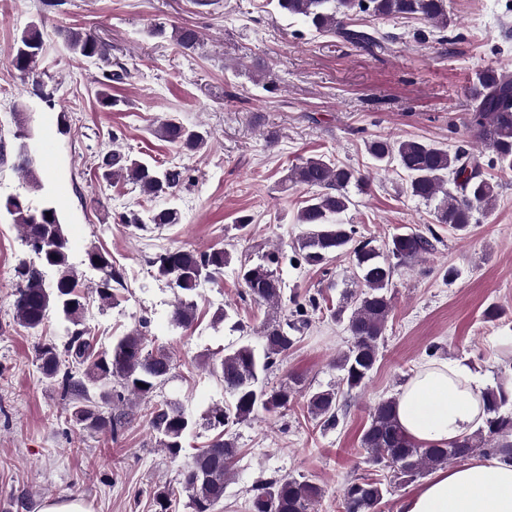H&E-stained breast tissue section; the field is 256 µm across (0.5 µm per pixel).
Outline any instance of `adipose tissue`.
<instances>
[{
	"label": "adipose tissue",
	"mask_w": 512,
	"mask_h": 512,
	"mask_svg": "<svg viewBox=\"0 0 512 512\" xmlns=\"http://www.w3.org/2000/svg\"><path fill=\"white\" fill-rule=\"evenodd\" d=\"M482 381L460 362L421 365L396 397V418L419 444L444 445L479 422ZM401 512H512V463L476 460L439 470L401 505Z\"/></svg>",
	"instance_id": "adipose-tissue-1"
}]
</instances>
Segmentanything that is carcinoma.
I'll return each instance as SVG.
<instances>
[{"instance_id": "1", "label": "carcinoma", "mask_w": 512, "mask_h": 512, "mask_svg": "<svg viewBox=\"0 0 512 512\" xmlns=\"http://www.w3.org/2000/svg\"><path fill=\"white\" fill-rule=\"evenodd\" d=\"M280 11L301 18L318 33H331L359 44L377 45V37L364 30L348 28V20L359 13L373 17L420 16L438 29L448 27L446 0H276ZM151 35L167 36L184 50L200 44V33L189 27L154 24ZM64 40L72 54L105 64L98 106L106 111L120 100L109 93L112 84L122 83L127 70L110 57V48L90 31L68 29ZM43 51L42 32L37 23L26 26L13 48L11 63L21 79H31L29 98L49 108L55 107V91L35 77ZM472 108L467 127L488 148L492 158L482 152L447 148L421 139L391 141L374 139L367 151L381 166L397 160L407 173L405 192L435 204L436 221L465 235L470 232L474 212L488 211L495 201L497 185L486 176L485 167L512 171V72L488 69L480 73L471 91ZM24 103L14 107L17 146L13 167L24 176L41 168L42 156L29 151L37 136L27 122ZM156 134L182 150L196 152L208 144V132L189 127L174 117L159 122ZM106 180L126 176L148 198L164 200L161 206L128 209L118 223L137 230L179 224L182 212L174 203L181 190L192 183L191 169L173 162L143 160L129 152L114 149L99 165ZM285 181L304 186L311 195L297 213L296 223L308 230L296 242L291 261L309 266H325L336 253L347 252L353 258L354 279L360 292L347 291L337 307L327 305L323 293L290 298L289 316L273 319L263 326L262 343L253 345L241 337L212 353L209 374L224 384L230 402L217 404L202 417L204 425L217 434L180 469L177 485L153 492L155 512H171L173 502L186 494L191 512H214L224 500V490L232 467L240 453L229 433L233 425L250 420L260 412L268 414L288 409L301 380L288 377L269 391L262 375L279 365L312 316L327 311L333 320L346 322L352 342L336 359L342 373L341 383L348 391L365 385L378 361L386 323L392 308L388 295L396 266L434 250L436 234L419 230L398 233L384 245L356 238V228L339 220L353 205L351 188L369 189L366 176L352 167L338 165L324 156H310L293 165ZM51 216H46V213ZM0 214L21 231V241L29 257L15 267L13 291L14 320L26 329L40 328L56 315L67 323L62 344L42 343L35 357L41 373L58 389L69 405L70 419L91 431L108 433L116 439L130 422L132 400L151 396L171 377V354L162 348L148 349V321L131 334L112 338L108 348L99 347L83 328L87 297L82 290L79 271L69 259V240L65 224L52 201H35L23 194L0 199ZM283 255L270 252L254 262H240L237 278L243 293L256 303L277 306L285 294V282L278 273ZM157 277L166 280L176 292L169 320L175 328H188L195 320L194 296L206 283L224 275L230 253L224 248L205 252L176 247L148 260ZM85 264L100 272L94 293L103 305H119L123 277L105 253L91 248ZM339 391L336 387L308 393V413L334 427L339 421ZM482 424L471 434L438 445L411 441L400 428L396 416V398L380 400L370 412L360 443L366 451L364 464L375 472L391 471L388 478L359 476L343 489L342 512H379L384 498L396 482H409L427 472L462 462L477 454L512 462V392L504 383L482 392ZM151 436L158 447L177 457L198 422L182 405L172 401L153 404L147 412ZM323 497V489L309 479L285 474L256 482L250 489L249 512H314Z\"/></svg>"}]
</instances>
